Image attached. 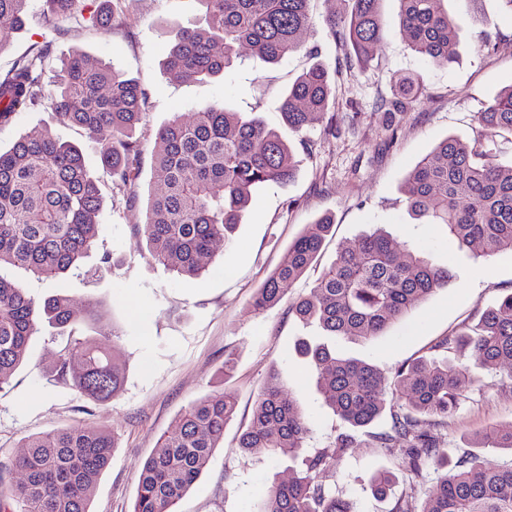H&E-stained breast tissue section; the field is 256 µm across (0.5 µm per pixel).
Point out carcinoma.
<instances>
[{
	"label": "carcinoma",
	"mask_w": 512,
	"mask_h": 512,
	"mask_svg": "<svg viewBox=\"0 0 512 512\" xmlns=\"http://www.w3.org/2000/svg\"><path fill=\"white\" fill-rule=\"evenodd\" d=\"M27 0H0V47L24 23ZM79 0H43L42 17L51 23L75 13ZM206 27L182 29L165 59V69L185 82L224 73L248 47L269 64L300 52V35L312 25V0H196ZM343 17L330 18L332 36L359 63L383 38L381 0H351ZM445 0H398L400 29L411 48L435 67L456 56V27ZM49 54L39 49L0 75V127L19 112L50 100L57 123L79 129L99 144L101 163L112 188L125 202L141 174L143 144L135 136L146 108L135 80L81 53L60 61L55 80H44ZM422 91L419 78L398 85L390 111L403 112ZM329 70L316 62L299 74L280 106L292 132L329 110ZM484 138L473 142L448 137L407 175L409 212L439 224L460 252L480 248L484 257L512 251V161L505 163L498 138L512 136V85L478 113ZM154 176L165 191L151 199L141 228L150 259L182 276L205 270L214 243L230 240L241 223L253 191L261 184L294 177L293 145L258 118L228 112L218 102L179 116L160 127L152 148ZM103 207L97 177L87 169L78 146L48 131L22 135L0 149V270L22 268L52 279L76 266L92 249L96 217ZM332 224L306 225L251 301L261 313L277 305L287 287L316 259ZM452 269L432 262L414 247L393 248L387 235L366 234L353 250H341L310 292L292 305L296 318L322 335L368 342L405 318L420 302L448 286ZM79 322L69 299L40 303L0 274V390L23 362L28 342L47 323L59 330V354L51 381L72 385L95 401L119 391L121 374L114 356L93 340L74 335ZM471 349L477 364L508 368L512 378V293L487 307L478 321L443 338L437 354L401 366L388 387L378 369L363 360L336 355L325 343H302L311 357L323 402L352 428L389 415V431L373 440L376 448L399 445L407 459L409 488L424 480L423 465L434 482L421 512H512V462L491 466L476 450L455 457L441 449L431 429L448 423L465 393L475 384L470 369L448 354ZM82 358L75 370L73 356ZM233 394H213L178 415L161 450L148 457L138 476L131 512H176V504L207 467L224 442L236 411ZM309 423L270 378L256 400L238 447L252 454L301 460L286 481L269 485L256 512H358L336 495L327 480L336 458L354 447L355 437L338 434L331 444L304 455ZM12 469L23 474L6 484L0 476V512H90L99 476L112 460L114 439L101 427L68 428L23 439ZM478 448L512 450V422L483 432ZM396 483L388 470L371 477L373 490L385 495Z\"/></svg>",
	"instance_id": "cac0c4a2"
}]
</instances>
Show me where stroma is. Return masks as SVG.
<instances>
[{
  "label": "stroma",
  "mask_w": 512,
  "mask_h": 512,
  "mask_svg": "<svg viewBox=\"0 0 512 512\" xmlns=\"http://www.w3.org/2000/svg\"><path fill=\"white\" fill-rule=\"evenodd\" d=\"M104 5L105 0H81L75 17L48 24L41 15L42 0H27V25L0 49V73L46 46L52 59L79 52L136 79L147 96L146 117L136 131L146 149L136 201L129 206L114 201L97 145L77 129H60L80 147L90 172L102 179L96 246L77 267L53 279L17 268L0 273L37 299H70L82 318L75 326L77 335L96 339L114 354L122 386L112 399L94 402L75 387L50 382L48 369L58 344L54 328L41 327L10 386L0 390V463L20 453L25 436L69 426L106 427L115 448L90 509L130 512L139 467L158 450L177 415L203 397L227 391L235 395L237 408L225 428L224 445L215 449L177 512H252L259 494L273 480L289 475L288 459L249 454L237 446L269 378L286 388L308 419V450L327 447L340 427L320 398L308 359L296 350L298 338H314L318 331L303 326L289 311L339 249L354 247L362 235L379 228L393 246L420 247L435 264L457 270L447 287L381 336L366 343L337 340V354L365 360L389 379L398 367L430 356L442 337L477 322L487 306L512 293L511 252L487 261L459 252L439 226L409 213L404 187L407 173L446 137H481L476 113L512 84V17L502 14L498 0H448L459 34L457 58L451 67L438 68L401 37L397 0H382L384 36L372 49V61L361 66L350 61L325 23L328 16L346 13L347 0H313V26L303 36L305 51L276 65L248 54L217 78L182 82L166 72L164 61L178 29L204 24L194 0H122L108 30L93 21ZM486 34L493 45L484 49L480 40ZM312 47L318 57H309ZM316 59L327 65L331 76L335 127L317 118L302 134H289L301 158L294 177L254 191L231 242L214 245L201 276L182 277L155 265L140 228L149 196L162 190L152 175L150 154L157 129L176 114L192 118L198 105L211 101L282 128L281 100ZM411 74L422 75L423 93L407 111H389L396 81ZM323 215L330 216L333 228L317 260L279 305L254 313V292L282 262L304 225ZM106 252L112 256L107 265L101 262ZM229 356L234 369L228 373L224 360ZM474 375L476 383L457 412L433 430L442 448L466 450L475 433L512 422V380L496 370L478 368ZM389 427L384 417L358 431L357 448L336 462V491L353 500L359 512H392L401 497L409 512H420L427 484L408 488L402 481L401 450L372 445L373 436ZM378 469L398 479L382 498L370 487Z\"/></svg>",
  "instance_id": "35a3bbf8"
}]
</instances>
